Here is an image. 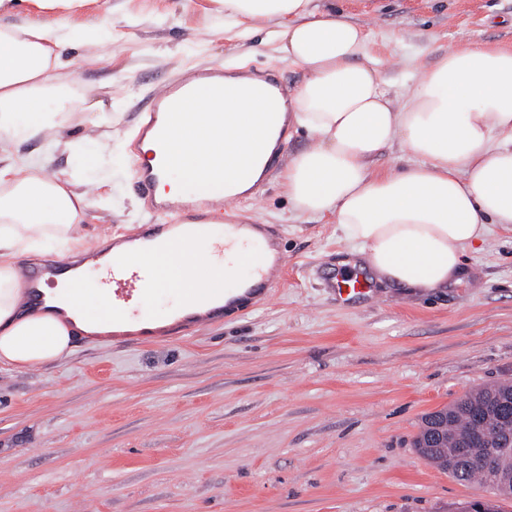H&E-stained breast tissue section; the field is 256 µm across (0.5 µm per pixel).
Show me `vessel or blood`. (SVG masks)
I'll return each mask as SVG.
<instances>
[{
  "mask_svg": "<svg viewBox=\"0 0 512 512\" xmlns=\"http://www.w3.org/2000/svg\"><path fill=\"white\" fill-rule=\"evenodd\" d=\"M224 77L225 71L221 68L187 70L153 96L139 114L136 134L138 139H150L153 162L135 168L134 188L152 214V223L107 240L102 249L83 255L77 263L49 259L38 268L24 271L21 288L25 294L38 296L42 285L76 270L82 276L96 277L99 287L112 296L111 308L99 314V321L111 322L115 341H136L135 323L155 319L149 306V288L155 282L149 258L165 246L190 251L193 258L190 273L201 285L204 302L209 306L205 312H187L183 303L176 299L179 283H166L164 294L175 299L162 315L167 323L166 334L185 336L191 326L224 318L230 310L224 302V236L240 232L241 227L224 221L223 180L190 185L173 198H160L155 194L158 181L167 177L172 169L167 145L176 131L175 112L192 98L197 84L220 86ZM257 251L263 259L257 262L253 274L265 283L286 266L287 259L268 233L264 234ZM332 286L339 294L350 297L367 296L372 292L368 280L359 275L337 274Z\"/></svg>",
  "mask_w": 512,
  "mask_h": 512,
  "instance_id": "vessel-or-blood-1",
  "label": "vessel or blood"
}]
</instances>
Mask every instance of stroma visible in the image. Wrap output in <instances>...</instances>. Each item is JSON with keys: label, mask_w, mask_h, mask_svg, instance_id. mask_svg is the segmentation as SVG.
I'll list each match as a JSON object with an SVG mask.
<instances>
[{"label": "stroma", "mask_w": 512, "mask_h": 512, "mask_svg": "<svg viewBox=\"0 0 512 512\" xmlns=\"http://www.w3.org/2000/svg\"><path fill=\"white\" fill-rule=\"evenodd\" d=\"M367 36L392 98L414 66L461 42L512 49V0H317ZM37 19L111 39L62 42L61 82L90 105L69 108L63 135L102 151L86 170L46 139L17 154L84 183L89 243L147 215L133 189V131L146 102L185 69L235 64L301 70L280 60L258 23L224 36L214 0H85L70 11L22 0L0 28ZM292 132L236 221L265 224L288 264L241 312L184 340L124 345L78 338L62 361L0 364V512H455L480 497L413 446L428 412L471 389L512 380V231L467 251L459 284L420 293L388 283L346 299L329 275L353 248L331 218L302 212L282 173L308 146Z\"/></svg>", "instance_id": "stroma-1"}]
</instances>
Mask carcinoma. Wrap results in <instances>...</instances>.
<instances>
[{
	"mask_svg": "<svg viewBox=\"0 0 512 512\" xmlns=\"http://www.w3.org/2000/svg\"><path fill=\"white\" fill-rule=\"evenodd\" d=\"M489 411L512 418L511 381L498 382L466 393L447 407L448 417L445 420L434 419L432 413L425 415L422 425H435L436 430L448 436V439L430 450L419 448L417 452L459 481L477 480L484 483L487 477L485 466L472 455L468 443L474 437L490 443L502 440L501 420L485 417Z\"/></svg>",
	"mask_w": 512,
	"mask_h": 512,
	"instance_id": "cac0c4a2",
	"label": "carcinoma"
}]
</instances>
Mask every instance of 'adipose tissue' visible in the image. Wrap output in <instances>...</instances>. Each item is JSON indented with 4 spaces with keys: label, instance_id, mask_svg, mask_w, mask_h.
<instances>
[{
    "label": "adipose tissue",
    "instance_id": "adipose-tissue-1",
    "mask_svg": "<svg viewBox=\"0 0 512 512\" xmlns=\"http://www.w3.org/2000/svg\"><path fill=\"white\" fill-rule=\"evenodd\" d=\"M221 7L235 27L272 23L283 60L304 78L285 96L259 79L228 78L217 104L199 87L182 106L187 128L168 147L176 175L159 185L160 195L186 179L220 176L224 204L235 206L294 125L311 142L282 175L289 199L332 217L379 280L424 291L458 283L472 244L491 226L512 229V51L453 49L419 69L398 101L363 59L365 33L336 12L313 0ZM110 34L36 21L0 31V364L19 370L65 359L76 330L112 332L26 307L18 259L77 246L87 204L80 183L14 155L19 140L61 129L60 109L74 102L57 74L62 38ZM395 145L403 165L373 170L374 158Z\"/></svg>",
    "mask_w": 512,
    "mask_h": 512
}]
</instances>
